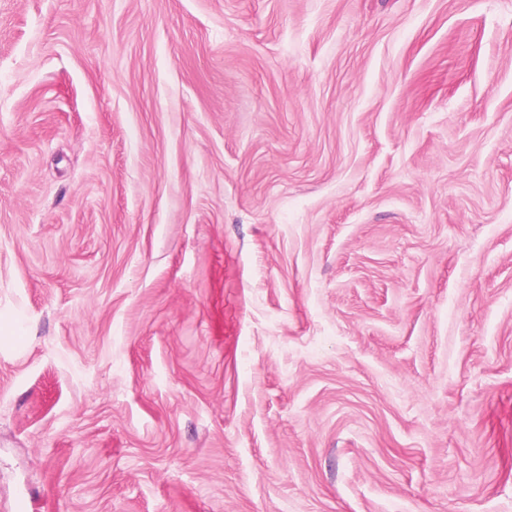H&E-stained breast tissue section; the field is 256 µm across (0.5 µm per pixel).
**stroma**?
Segmentation results:
<instances>
[{
    "mask_svg": "<svg viewBox=\"0 0 512 512\" xmlns=\"http://www.w3.org/2000/svg\"><path fill=\"white\" fill-rule=\"evenodd\" d=\"M512 512V0H0V512Z\"/></svg>",
    "mask_w": 512,
    "mask_h": 512,
    "instance_id": "35a3bbf8",
    "label": "stroma"
}]
</instances>
